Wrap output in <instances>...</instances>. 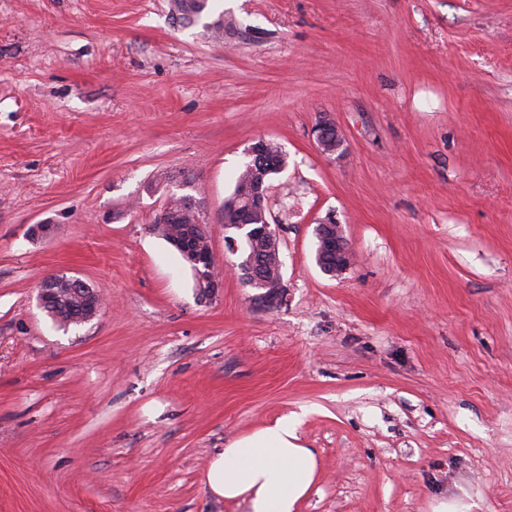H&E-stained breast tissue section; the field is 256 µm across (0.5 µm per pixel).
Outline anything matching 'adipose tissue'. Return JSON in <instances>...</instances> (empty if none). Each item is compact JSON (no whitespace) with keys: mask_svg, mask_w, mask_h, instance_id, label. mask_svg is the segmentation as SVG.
<instances>
[{"mask_svg":"<svg viewBox=\"0 0 512 512\" xmlns=\"http://www.w3.org/2000/svg\"><path fill=\"white\" fill-rule=\"evenodd\" d=\"M318 474V460L287 421L235 440L211 460L207 484L225 501H247L250 512H296Z\"/></svg>","mask_w":512,"mask_h":512,"instance_id":"1","label":"adipose tissue"}]
</instances>
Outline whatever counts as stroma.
Masks as SVG:
<instances>
[{
  "instance_id": "obj_1",
  "label": "stroma",
  "mask_w": 512,
  "mask_h": 512,
  "mask_svg": "<svg viewBox=\"0 0 512 512\" xmlns=\"http://www.w3.org/2000/svg\"><path fill=\"white\" fill-rule=\"evenodd\" d=\"M169 3L0 0V512H248L208 464L296 413L319 463L297 512H512V0H213L218 40ZM260 137L288 157L273 310L224 242ZM186 174L209 300L149 230ZM55 273L93 320L39 307ZM312 135L314 136L316 144L322 154H327V152H323V149L325 148V143L329 141L334 142L336 145L333 150L334 152H338L343 146L344 136L342 132L328 119L319 121L313 129ZM334 222L328 219L317 225V234L322 243L318 265L330 275L346 270L351 261V250L342 233L341 225ZM77 297L81 300L84 312L73 316L71 321L83 324L93 319L102 308V301L90 285L83 280L67 276L66 274H53L44 280L38 292V304L41 309L50 312L54 304ZM77 302L69 301V308H79Z\"/></svg>"
}]
</instances>
